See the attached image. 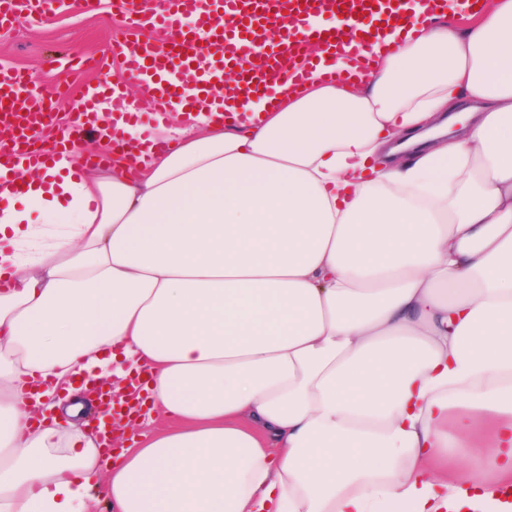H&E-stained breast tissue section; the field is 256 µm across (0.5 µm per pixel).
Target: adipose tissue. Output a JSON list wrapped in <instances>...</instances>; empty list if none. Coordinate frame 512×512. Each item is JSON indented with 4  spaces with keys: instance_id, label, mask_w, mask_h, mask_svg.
<instances>
[{
    "instance_id": "obj_1",
    "label": "adipose tissue",
    "mask_w": 512,
    "mask_h": 512,
    "mask_svg": "<svg viewBox=\"0 0 512 512\" xmlns=\"http://www.w3.org/2000/svg\"><path fill=\"white\" fill-rule=\"evenodd\" d=\"M412 8L353 82L125 125L133 169L0 173V512H486L512 485V0ZM139 370L148 430L101 459L82 382Z\"/></svg>"
}]
</instances>
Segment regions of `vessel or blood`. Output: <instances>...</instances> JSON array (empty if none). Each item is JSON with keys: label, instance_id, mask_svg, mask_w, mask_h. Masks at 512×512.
I'll list each match as a JSON object with an SVG mask.
<instances>
[{"label": "vessel or blood", "instance_id": "1", "mask_svg": "<svg viewBox=\"0 0 512 512\" xmlns=\"http://www.w3.org/2000/svg\"><path fill=\"white\" fill-rule=\"evenodd\" d=\"M113 6L126 22L111 45L122 69L116 73L107 58H89L88 68L99 78L84 85L81 112L58 125L50 146L37 143L50 100L30 90L21 70L0 66V167L45 166L54 152L73 148L96 123L91 107L99 98L111 100L113 110H124V88L133 82L147 84L159 114L218 96L229 100L258 93L272 101L276 86L302 85L316 72L336 83L362 76L371 68L373 45L383 42L388 30L407 32L419 23L405 0H163L152 12L144 10L142 0H114ZM340 11L344 28L318 24V17ZM147 25L163 30L165 39L142 40ZM314 41L322 54L310 52ZM326 54L345 57L348 69L324 67ZM229 70L237 79L227 88Z\"/></svg>", "mask_w": 512, "mask_h": 512}]
</instances>
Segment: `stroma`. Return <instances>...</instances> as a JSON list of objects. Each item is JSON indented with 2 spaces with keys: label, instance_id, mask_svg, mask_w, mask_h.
Listing matches in <instances>:
<instances>
[{
  "label": "stroma",
  "instance_id": "stroma-1",
  "mask_svg": "<svg viewBox=\"0 0 512 512\" xmlns=\"http://www.w3.org/2000/svg\"><path fill=\"white\" fill-rule=\"evenodd\" d=\"M123 26L109 0L91 8L74 2L49 14L22 16L0 29V64L24 71L48 92L63 89L76 95L82 81L95 78L79 71L76 56L103 54Z\"/></svg>",
  "mask_w": 512,
  "mask_h": 512
}]
</instances>
